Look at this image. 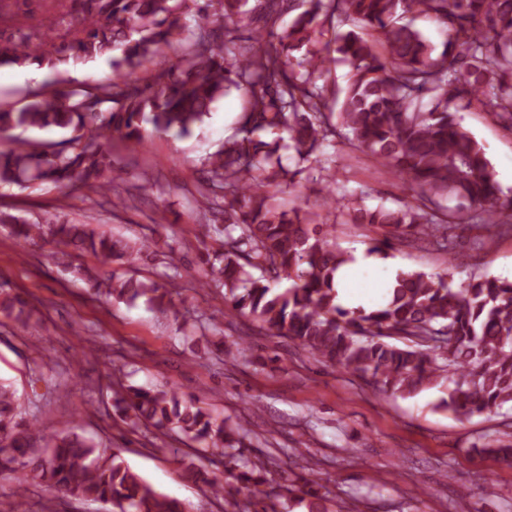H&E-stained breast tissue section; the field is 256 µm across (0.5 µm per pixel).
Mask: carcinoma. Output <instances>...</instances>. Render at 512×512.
<instances>
[{
  "instance_id": "cac0c4a2",
  "label": "carcinoma",
  "mask_w": 512,
  "mask_h": 512,
  "mask_svg": "<svg viewBox=\"0 0 512 512\" xmlns=\"http://www.w3.org/2000/svg\"><path fill=\"white\" fill-rule=\"evenodd\" d=\"M72 0L50 15L45 40L19 25L20 12L0 5V67L37 64L57 69L107 58L112 80L43 93L21 108L0 104V132L58 128L61 143L21 142L0 150V184H53L119 195L125 172L112 161V142H145L155 131L190 135L212 104L235 89L247 97L237 132L201 160L210 189L206 211L224 217L213 234L222 251L200 258L199 284L271 336H286L320 362L366 378L383 393L411 397L441 392L436 408L459 418L512 404V280L482 274L456 288L448 271H402L387 283L379 307L337 302L336 274L351 256L336 246L331 225L282 210L271 188L298 184L307 165H336L359 152L376 158L407 184L414 201L397 209H367L357 192L325 196L329 208L354 223L377 224L392 241L422 237L447 247L448 230L470 221L488 236L512 229V195H505L484 147L451 108L476 102L512 131V0ZM293 16L283 25L285 16ZM424 15L445 40L436 51L413 26ZM303 51L300 57L294 53ZM336 54L348 69L345 87H319L313 76ZM150 64L146 78L135 76ZM112 103L110 110L105 104ZM280 134L267 141L263 134ZM294 167L282 163L281 134ZM333 153H328V148ZM454 205H448V201ZM13 236L58 247L63 271L100 297L133 305L143 299L179 319L172 300L182 272L169 266L166 283L116 273L103 277L74 264L89 254L100 265L137 266L158 256L156 244L107 234L95 224L55 219L28 223L0 207ZM290 281L286 288L277 284ZM0 315L20 327L39 309L0 282ZM399 336L402 345L390 342ZM116 372L113 408L122 421L177 431L210 465L178 460L184 475L215 497L245 488L247 512H285L295 485L269 478L273 455L248 454L253 431L214 417L195 396L177 390L126 386ZM512 465V445L474 447ZM0 472L19 476L13 512L26 508L28 484L45 483L57 498L101 501L113 512H187L157 492L117 453L73 432L41 443L21 416L17 391L0 383Z\"/></svg>"
}]
</instances>
